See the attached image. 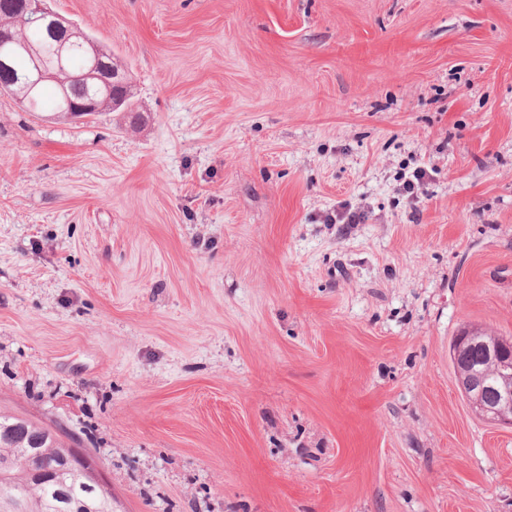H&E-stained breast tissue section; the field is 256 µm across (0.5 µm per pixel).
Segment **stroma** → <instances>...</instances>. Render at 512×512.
<instances>
[{"mask_svg":"<svg viewBox=\"0 0 512 512\" xmlns=\"http://www.w3.org/2000/svg\"><path fill=\"white\" fill-rule=\"evenodd\" d=\"M50 6L138 109L0 92V408L115 512H512V0ZM480 336L467 332L457 337L456 350L465 352L480 345L483 356L480 361L498 370L499 382L495 391L486 395V378L480 365L462 363L457 368L460 388L470 399L473 410L481 417L499 425L512 428V340L499 337L487 342ZM64 467L72 471L85 486L95 490L105 489L99 467L81 450L71 448L70 455L64 461Z\"/></svg>","mask_w":512,"mask_h":512,"instance_id":"obj_1","label":"stroma"}]
</instances>
